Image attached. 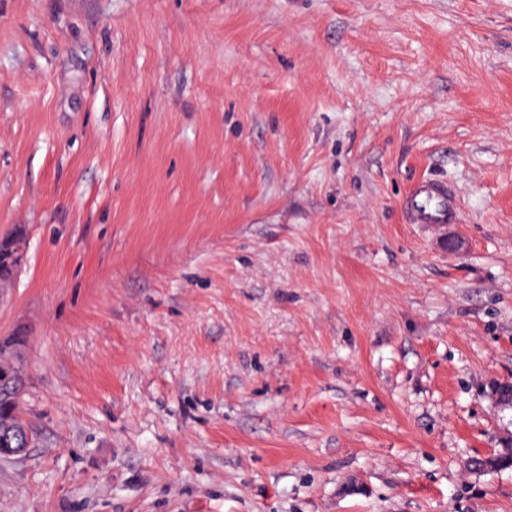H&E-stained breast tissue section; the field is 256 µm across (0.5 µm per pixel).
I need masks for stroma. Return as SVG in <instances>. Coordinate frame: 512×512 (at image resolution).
Masks as SVG:
<instances>
[{
  "label": "stroma",
  "instance_id": "obj_1",
  "mask_svg": "<svg viewBox=\"0 0 512 512\" xmlns=\"http://www.w3.org/2000/svg\"><path fill=\"white\" fill-rule=\"evenodd\" d=\"M18 225L0 512H512V0H0ZM410 224H449L457 220L448 185L423 179L411 186L403 200ZM27 372L26 356L23 368L17 367L15 375L2 382L0 398V459L19 457L27 454L29 448H20L27 444L26 434L20 425L19 410L25 385L20 376ZM21 422V423H20ZM2 448V449H1Z\"/></svg>",
  "mask_w": 512,
  "mask_h": 512
}]
</instances>
